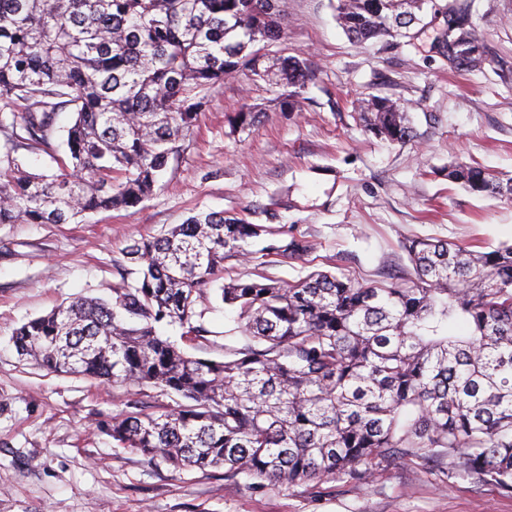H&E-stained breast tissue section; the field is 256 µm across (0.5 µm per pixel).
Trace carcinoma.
Segmentation results:
<instances>
[{
	"instance_id": "1",
	"label": "carcinoma",
	"mask_w": 512,
	"mask_h": 512,
	"mask_svg": "<svg viewBox=\"0 0 512 512\" xmlns=\"http://www.w3.org/2000/svg\"><path fill=\"white\" fill-rule=\"evenodd\" d=\"M429 0H338L345 34L362 44L405 37ZM287 0H0V133L12 151L58 166L0 167V224H69L129 210L153 192L198 119L204 92L240 71L293 88L307 59L272 56ZM470 4L448 5L434 47L463 71L485 63ZM70 109L65 151L55 143ZM358 118L380 137L412 136L408 115L379 96ZM448 178L512 199L506 180L468 163ZM259 240L264 246L249 249ZM314 243L291 227L200 212L132 238L112 301L79 299L18 328V355L50 372L154 387L179 397L161 414L130 411L104 431L179 472L224 467L254 486L364 479L373 464L448 457V476L512 494V244L489 251L446 239L402 243L411 268L389 285L312 271L285 283L260 268L305 262ZM255 263L222 282L236 313L224 359L188 355L203 289L224 264ZM14 156H18L19 161L30 172L50 175L57 171L56 163L49 156L41 152L20 149Z\"/></svg>"
}]
</instances>
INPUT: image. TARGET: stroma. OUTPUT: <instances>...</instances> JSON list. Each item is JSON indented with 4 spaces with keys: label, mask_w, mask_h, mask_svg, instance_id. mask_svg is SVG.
Wrapping results in <instances>:
<instances>
[{
    "label": "stroma",
    "mask_w": 512,
    "mask_h": 512,
    "mask_svg": "<svg viewBox=\"0 0 512 512\" xmlns=\"http://www.w3.org/2000/svg\"><path fill=\"white\" fill-rule=\"evenodd\" d=\"M486 64L464 72L432 46L448 0H430L431 28L412 38L356 44L338 0H288L275 55L308 59L294 110L285 87L245 76L206 92L199 121L136 214H86L74 224H0V512H512V495L447 478L440 460L383 462L369 478L254 488L221 468L173 472L102 433L112 417L171 405L159 389L98 384L20 361L12 337L30 319L79 297L111 300L130 237L181 224L194 211L285 224L316 244L306 263L270 265L285 281L339 268L380 284L408 267L416 236L461 245L512 243V200L469 193L448 178L465 162L512 177V0H470ZM386 97L408 112L401 142L360 126L355 104ZM258 123L233 127L236 112ZM206 330L187 351L224 357L236 323L206 291Z\"/></svg>",
    "instance_id": "35a3bbf8"
}]
</instances>
